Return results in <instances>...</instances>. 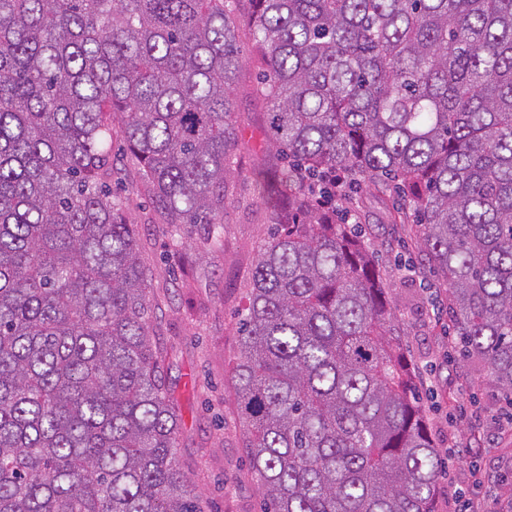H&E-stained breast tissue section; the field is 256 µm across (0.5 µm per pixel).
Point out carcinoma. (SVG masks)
Segmentation results:
<instances>
[{"instance_id":"carcinoma-1","label":"carcinoma","mask_w":512,"mask_h":512,"mask_svg":"<svg viewBox=\"0 0 512 512\" xmlns=\"http://www.w3.org/2000/svg\"><path fill=\"white\" fill-rule=\"evenodd\" d=\"M246 20L269 155L245 174ZM124 142L173 245L230 180L260 249L233 368L264 512H432L440 457L379 270L317 197L407 203L462 354L512 407V0H0V512H201L112 195Z\"/></svg>"}]
</instances>
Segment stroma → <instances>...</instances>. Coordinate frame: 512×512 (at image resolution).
I'll return each instance as SVG.
<instances>
[{"mask_svg": "<svg viewBox=\"0 0 512 512\" xmlns=\"http://www.w3.org/2000/svg\"><path fill=\"white\" fill-rule=\"evenodd\" d=\"M256 71L247 68L234 102L240 140L238 165L253 168L266 149V135L255 120L251 96ZM112 160L123 174L117 192L129 203L140 237L143 262L152 274V325L165 351L164 370L182 417L177 449L180 466L201 495L203 512H263L261 489L251 473L242 423L235 405L232 369L237 357L239 319L257 251L275 230L251 181L236 180L224 209L223 242L212 252L193 243L171 252L151 198L135 182L136 163L120 142ZM364 207L352 229L383 274L394 301L405 356L415 372L428 432L440 455L452 448H477L451 473L441 475L433 512H500L512 496V440L505 403L485 371L464 362L449 348L448 294L435 274L417 272L418 244L390 223L385 205L362 188ZM489 474L483 485L473 470Z\"/></svg>", "mask_w": 512, "mask_h": 512, "instance_id": "stroma-1", "label": "stroma"}]
</instances>
